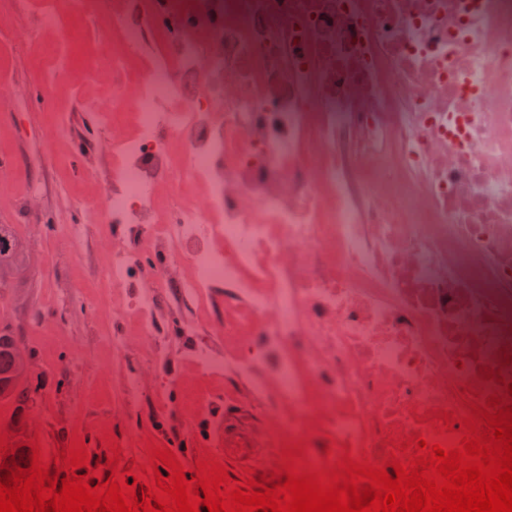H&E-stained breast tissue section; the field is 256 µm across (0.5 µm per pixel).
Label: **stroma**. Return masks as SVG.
<instances>
[{"mask_svg":"<svg viewBox=\"0 0 512 512\" xmlns=\"http://www.w3.org/2000/svg\"><path fill=\"white\" fill-rule=\"evenodd\" d=\"M12 14L11 26L0 27V157H8L23 177L0 175V224L25 242L37 264L26 283L0 287V316L10 311L25 322L23 334L39 368L33 385L46 423L39 434L42 450L52 455L77 437L92 460L102 463L111 455V436L126 465L144 463L150 442L176 452L187 468L200 452L223 457L213 439L220 420L251 422L255 416L247 406L229 410L223 375L196 365L202 344L219 355L224 346L208 340L195 306L178 289H168L158 313L161 332L144 345L127 318L113 316L111 299L101 294L106 254L97 225L83 223L75 244L55 231L74 222L71 198L86 190L88 167L97 168L101 183L109 181V160L90 152L96 130L80 102L84 96L111 98L110 88L83 77L94 62L95 34L83 21L68 19L67 27L82 37L62 44L54 62L42 54L58 36L41 30L40 0H22ZM44 73L55 75L54 85H41ZM60 115L69 116L71 128L48 139V125ZM30 181L42 190L34 213L19 205ZM119 334L126 335L127 345L116 352L112 338ZM136 374L140 388L131 399L127 384ZM158 419L174 426V433L157 430Z\"/></svg>","mask_w":512,"mask_h":512,"instance_id":"obj_1","label":"stroma"}]
</instances>
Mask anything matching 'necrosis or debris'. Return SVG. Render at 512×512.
Wrapping results in <instances>:
<instances>
[{"instance_id":"1","label":"necrosis or debris","mask_w":512,"mask_h":512,"mask_svg":"<svg viewBox=\"0 0 512 512\" xmlns=\"http://www.w3.org/2000/svg\"><path fill=\"white\" fill-rule=\"evenodd\" d=\"M66 11L112 83L84 102L112 188L76 207L118 311L148 343L192 300L272 453L431 443L419 415L512 380V0H42L44 27Z\"/></svg>"}]
</instances>
